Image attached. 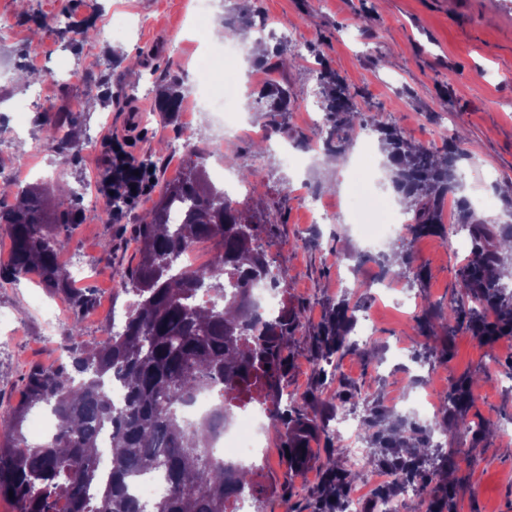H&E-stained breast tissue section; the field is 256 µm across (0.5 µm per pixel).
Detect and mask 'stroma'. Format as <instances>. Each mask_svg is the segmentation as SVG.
<instances>
[{
  "label": "stroma",
  "instance_id": "1",
  "mask_svg": "<svg viewBox=\"0 0 512 512\" xmlns=\"http://www.w3.org/2000/svg\"><path fill=\"white\" fill-rule=\"evenodd\" d=\"M197 0H0V183L33 182L34 169L53 170V195L75 199L74 224L60 229L62 266L79 262L82 287L94 294L82 316L87 344H98L114 314L125 313L132 297L121 276L138 260L137 226L159 199L166 181L185 166L173 144L203 150L207 168L259 172L255 190L240 205L263 225L262 242L288 280L278 290L301 325L288 344L282 387L316 422L304 438L306 459L289 469L284 456L254 473L257 494L250 512H317L327 468L348 469L344 448L322 424L341 402L361 401L366 420L388 432L401 414L390 400L415 395L420 362L433 366L444 387L462 376L473 379L469 419L491 424L492 434L443 429L448 465L419 469L416 485L451 488L454 512H512V336L486 341L468 325L446 332L442 318L455 284V271L469 253L452 232L454 203L444 206L442 231L417 237L411 246L424 279L397 278L414 294L417 314H428L429 335L416 333L413 319L395 308L378 260L364 256L349 216L328 224L309 223L306 190L341 205L348 191L342 170L331 167L325 126L311 124L306 107L319 93V67L338 73L359 91V103L384 114L409 140L442 149L467 137L479 145L475 159L458 164L465 197L499 200L498 187L512 183V0H215L208 21L195 13ZM250 10L254 32L267 51L262 63L241 59L234 94L242 124L239 139L221 146L210 113L194 107L166 119L159 112L161 84L177 78L184 96L205 55L209 23ZM93 30L78 41L74 31ZM287 82L294 94L280 118L287 136L257 135L269 116L258 97L261 85ZM39 89L50 112L67 113L82 142L76 154L44 157L33 149L42 139L41 115H17L15 100ZM120 141L136 162L153 158V184L138 201L113 214L104 178L108 150ZM96 188L102 209L80 199ZM278 222L265 228L268 213ZM349 301L351 314H370L371 341L315 369V336L333 308ZM0 312L20 314L19 326L0 346V411L21 399L30 366L50 367L64 356L74 312L65 298L36 277L0 279Z\"/></svg>",
  "mask_w": 512,
  "mask_h": 512
}]
</instances>
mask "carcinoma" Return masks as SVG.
I'll return each instance as SVG.
<instances>
[{
  "instance_id": "cac0c4a2",
  "label": "carcinoma",
  "mask_w": 512,
  "mask_h": 512,
  "mask_svg": "<svg viewBox=\"0 0 512 512\" xmlns=\"http://www.w3.org/2000/svg\"><path fill=\"white\" fill-rule=\"evenodd\" d=\"M321 104L326 112V149L343 154L349 134L360 126L382 133L388 160L396 167L391 183L414 199L413 217L403 239L442 230L444 201L460 189L457 163L477 154V144L450 142L440 153L405 139L380 114H369L345 81L323 67L318 71ZM275 130L276 116L288 111V88L277 86L262 94ZM177 90L161 93L159 111L178 110ZM44 139L57 152L79 149L81 142L67 128L68 116L42 115ZM204 157L196 155L170 182L152 211L138 225L139 261L126 275L125 291L135 296L126 310L123 330L106 346L82 340L81 314L93 304L88 289L75 288L59 263L62 243L55 229L73 222L68 199L50 198L38 184L19 192V202L0 208V224L9 227L12 250L6 274H35L55 292H63L76 313L67 347L68 361L50 368L35 366L27 376L23 400L0 417V495L13 494L18 512H226L224 502L252 485L249 468L231 470L224 458L205 452L224 417V403L210 417L190 423L182 410L196 396L218 384L226 392L258 371L271 390L279 391L280 374L288 363V340L301 324L300 314L283 309L272 319L252 312L251 281L273 285L288 279V270L271 269L259 243V226L229 203L224 190L211 181ZM456 224L468 232L470 252L456 272L453 298L443 328L468 320L476 336L493 325L512 328V290L501 287L504 261L512 252V227L489 220L461 197L455 201ZM201 238L213 240L219 260L206 272L178 268L175 259ZM344 303L332 310L315 338L316 366L347 348L353 321ZM119 382L126 391L121 408L112 404L107 385ZM468 385L455 384L449 399L457 429L478 433L483 422L467 419L463 410ZM51 406L56 419L52 440L29 446L21 429L30 410ZM285 429L289 466L299 464L297 445L311 426L304 410L293 404L271 412ZM111 430L108 461L99 448L101 430ZM159 476L168 494L153 509L131 492L144 477ZM354 475L327 470L320 507L329 512L353 483Z\"/></svg>"
}]
</instances>
